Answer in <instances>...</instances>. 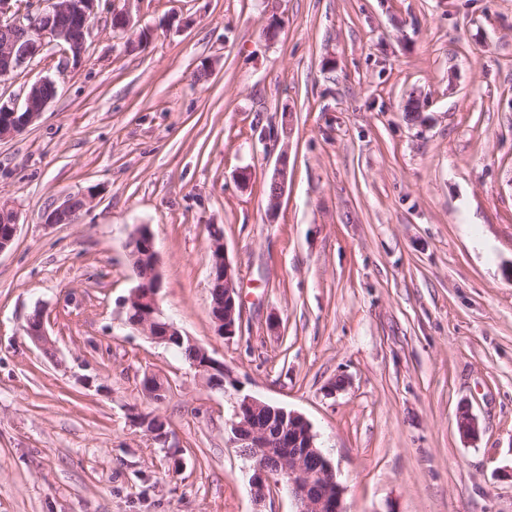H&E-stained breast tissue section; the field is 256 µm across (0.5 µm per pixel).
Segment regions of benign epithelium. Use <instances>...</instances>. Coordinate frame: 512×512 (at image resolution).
Wrapping results in <instances>:
<instances>
[{
  "instance_id": "1",
  "label": "benign epithelium",
  "mask_w": 512,
  "mask_h": 512,
  "mask_svg": "<svg viewBox=\"0 0 512 512\" xmlns=\"http://www.w3.org/2000/svg\"><path fill=\"white\" fill-rule=\"evenodd\" d=\"M98 0H40L37 13L40 25L30 26L32 14L23 19L0 23V77H6L34 59L48 45H56L73 58L81 57L86 39H76L75 30H91ZM112 28L125 31L130 27L129 11L113 2ZM55 81L45 78L34 83L25 96L22 107L0 103V110L11 113L14 124L0 130V139L10 137L36 121L55 97ZM288 180V155L283 152L269 178V205L276 207ZM76 197L71 196L46 215L45 223H74ZM0 218L7 228L0 232V253L8 249L18 232V213L6 201H0ZM130 263L139 275L140 284L122 301L126 323L141 331L151 340L166 346L174 342L187 344L198 353L192 368L202 377L208 388L213 380L226 378L224 363L210 356L208 351L191 337L183 334L177 324L161 309L159 293L162 288L160 259L155 250L154 235L149 226L140 224L130 232L125 244ZM210 281L224 289V304L211 311L219 335H236L240 305L237 304L235 270L224 248V233L215 227L210 243ZM26 334L40 348L52 343L44 321H28ZM265 409L278 419L280 427L272 431L254 423V411ZM229 442L239 449L240 456L249 463V486L254 500L263 502L286 479L288 490L296 506L295 512H347L344 506V487L337 481L334 469L316 446V435L310 422L300 413L273 407L252 396L237 395L230 419L226 421ZM459 430L467 436L478 434L476 418L466 411L459 413ZM319 456L320 465L313 469L307 454Z\"/></svg>"
}]
</instances>
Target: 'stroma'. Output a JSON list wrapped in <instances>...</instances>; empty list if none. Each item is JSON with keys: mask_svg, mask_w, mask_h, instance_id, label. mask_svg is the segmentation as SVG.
I'll use <instances>...</instances> for the list:
<instances>
[{"mask_svg": "<svg viewBox=\"0 0 512 512\" xmlns=\"http://www.w3.org/2000/svg\"><path fill=\"white\" fill-rule=\"evenodd\" d=\"M127 8L119 34L99 0L81 61L48 47L0 78L17 106L57 85L0 139L19 215L0 253V512H293L284 486L254 503L229 398L125 326L138 224L164 313L243 392L306 417L347 512H512V0ZM79 194L76 223L46 224ZM216 227L242 309L229 339ZM37 311L52 351L25 332ZM149 412L170 447L134 423ZM46 87L50 89V93L42 94L41 91ZM56 92L57 86L55 81L45 78L37 81L30 87L21 108L15 105L0 103V110L3 109V111L11 113V119L14 120V124L7 131H2L0 125V139L13 136L36 121L44 112L49 102L55 97ZM5 112H0V122L7 119L6 116L2 115ZM19 113H23L20 119L17 117ZM287 180L288 155L286 152H282L277 159V164L275 165V168L268 181V185L270 186V188L267 187V190L268 192L270 191L269 205L271 209L276 207L277 203L282 197V194L287 184ZM210 251V281L224 289V304L211 310V315L218 334L230 338L236 335L237 322L240 326V305L237 304L235 270L225 253L224 233L217 227L212 231ZM221 288L211 287V306L223 303Z\"/></svg>", "mask_w": 512, "mask_h": 512, "instance_id": "obj_1", "label": "stroma"}]
</instances>
